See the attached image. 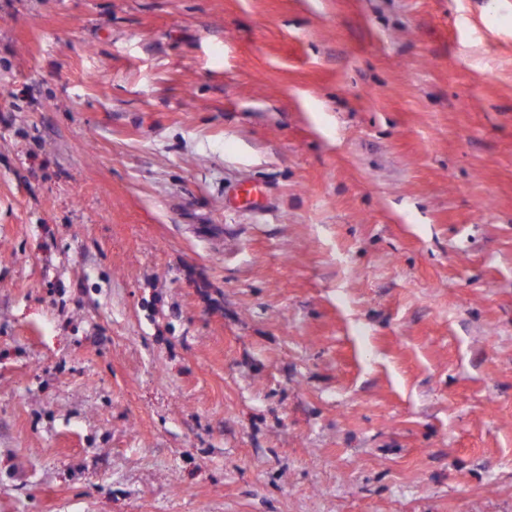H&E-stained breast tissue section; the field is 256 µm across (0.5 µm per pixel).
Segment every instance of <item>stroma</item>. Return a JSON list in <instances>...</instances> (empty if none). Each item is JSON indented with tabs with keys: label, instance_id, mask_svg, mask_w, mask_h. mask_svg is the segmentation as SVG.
Listing matches in <instances>:
<instances>
[{
	"label": "stroma",
	"instance_id": "35a3bbf8",
	"mask_svg": "<svg viewBox=\"0 0 512 512\" xmlns=\"http://www.w3.org/2000/svg\"><path fill=\"white\" fill-rule=\"evenodd\" d=\"M0 512H512V0H0ZM230 201L238 207L258 208L265 201V191L261 185L248 182L239 186Z\"/></svg>",
	"mask_w": 512,
	"mask_h": 512
}]
</instances>
